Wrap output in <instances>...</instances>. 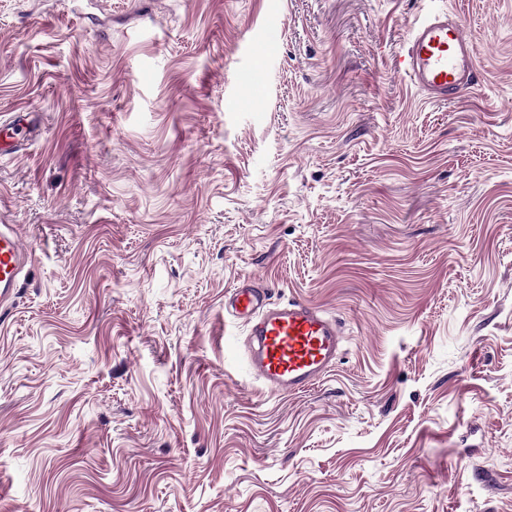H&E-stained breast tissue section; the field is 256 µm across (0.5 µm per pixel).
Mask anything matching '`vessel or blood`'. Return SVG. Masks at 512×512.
Masks as SVG:
<instances>
[{"label":"vessel or blood","mask_w":512,"mask_h":512,"mask_svg":"<svg viewBox=\"0 0 512 512\" xmlns=\"http://www.w3.org/2000/svg\"><path fill=\"white\" fill-rule=\"evenodd\" d=\"M397 67L434 102L468 85L478 70L461 22L445 11L415 20ZM26 261L14 226L1 225V297L15 288ZM224 313L247 324L250 373L271 392L293 395L308 390L335 367L342 354L339 323L308 301L293 298L273 304L264 290L242 282L225 293Z\"/></svg>","instance_id":"obj_1"}]
</instances>
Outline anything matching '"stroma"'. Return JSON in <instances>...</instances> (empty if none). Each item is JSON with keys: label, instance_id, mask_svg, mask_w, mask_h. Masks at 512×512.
I'll return each mask as SVG.
<instances>
[{"label": "stroma", "instance_id": "35a3bbf8", "mask_svg": "<svg viewBox=\"0 0 512 512\" xmlns=\"http://www.w3.org/2000/svg\"><path fill=\"white\" fill-rule=\"evenodd\" d=\"M426 6L480 74H398ZM0 512H512V0H0ZM346 337L274 395L240 280ZM27 261L21 239L11 224L0 227V296H8L16 287Z\"/></svg>", "mask_w": 512, "mask_h": 512}]
</instances>
